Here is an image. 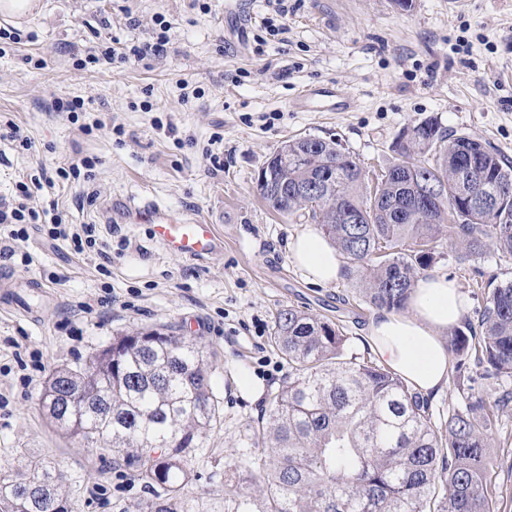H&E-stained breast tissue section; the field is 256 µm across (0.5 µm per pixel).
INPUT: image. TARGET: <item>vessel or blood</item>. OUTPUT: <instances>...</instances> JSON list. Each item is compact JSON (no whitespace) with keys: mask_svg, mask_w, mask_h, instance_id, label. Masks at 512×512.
Here are the masks:
<instances>
[{"mask_svg":"<svg viewBox=\"0 0 512 512\" xmlns=\"http://www.w3.org/2000/svg\"><path fill=\"white\" fill-rule=\"evenodd\" d=\"M298 106L314 112H346L351 101L335 88H314L307 91ZM111 208L118 211L126 222L152 225L157 240L176 256L200 259L212 253L217 246L214 226L202 220L173 217L153 203L134 208L125 201L116 200Z\"/></svg>","mask_w":512,"mask_h":512,"instance_id":"1","label":"vessel or blood"}]
</instances>
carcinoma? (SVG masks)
<instances>
[{
    "mask_svg": "<svg viewBox=\"0 0 512 512\" xmlns=\"http://www.w3.org/2000/svg\"><path fill=\"white\" fill-rule=\"evenodd\" d=\"M340 142L304 136L266 160L257 190L288 218L321 226L356 277L366 302L407 307L418 271L436 260L443 233L460 260L490 248L512 256V165L468 133L434 121L405 128L401 160L373 185ZM433 181L442 196L420 204L413 185ZM359 224H346L344 212ZM477 322L448 333L456 381L512 377V279L488 282ZM339 326L288 308L273 343L292 372L247 434L262 452L229 476L222 512H493L489 442L512 392L466 396L463 408L433 419L431 401L397 373L347 353ZM208 352L197 339L161 328L115 336L75 369L54 370L42 405L50 424L90 448H110L133 469L148 497L136 512L189 508L190 458L217 421L220 398ZM24 464L0 475V512H73L54 462L20 452Z\"/></svg>",
    "mask_w": 512,
    "mask_h": 512,
    "instance_id": "carcinoma-1",
    "label": "carcinoma"
}]
</instances>
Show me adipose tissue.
Listing matches in <instances>:
<instances>
[{
	"mask_svg": "<svg viewBox=\"0 0 512 512\" xmlns=\"http://www.w3.org/2000/svg\"><path fill=\"white\" fill-rule=\"evenodd\" d=\"M291 263L305 280L329 285L344 275L332 242L309 226L287 245ZM466 300L456 283L444 276L418 278L408 299V313L380 312L372 318L367 340L379 362L398 373L422 396L448 382V349L444 338L456 325Z\"/></svg>",
	"mask_w": 512,
	"mask_h": 512,
	"instance_id": "1",
	"label": "adipose tissue"
}]
</instances>
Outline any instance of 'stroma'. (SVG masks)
Segmentation results:
<instances>
[{"mask_svg": "<svg viewBox=\"0 0 512 512\" xmlns=\"http://www.w3.org/2000/svg\"><path fill=\"white\" fill-rule=\"evenodd\" d=\"M0 28L20 42L0 55V121L35 140L36 155L0 140V197L29 181L37 162L55 167L74 156L96 158L91 181H64L40 192L73 224H98L112 198L151 201L175 215L215 224L219 246L203 260L170 254L147 224H125L130 245L113 251L111 275L99 256L78 258L32 233L30 266L0 259L16 279L44 282L49 303L38 321L0 308V474L14 470L17 450L55 460L75 512H113L145 490L109 451L60 437L47 424L40 396L52 371L75 367L113 336L168 326L200 337L213 352L211 378L223 399L216 423L201 437L202 457L188 496H224L225 474L287 382V359L273 343L274 318L294 308L339 324L349 353L371 358L362 340L376 310L357 280L310 285L291 264L287 244L305 229L268 209L256 181L267 158L287 139H337L369 174L397 156L403 129L434 119L444 129L490 142L512 162V0H288L263 54L254 38L269 11L264 0H35ZM175 25L163 57L150 66L77 69L76 59L111 38L142 42L153 19ZM188 80L198 96L182 99ZM332 86L352 101L347 112H308L296 105L309 88ZM84 98L89 112L113 126L83 135L52 102ZM121 133H114V126ZM431 271L454 280L475 318L484 293L477 278L512 276V257L488 250L470 262L440 241ZM263 384L256 396L238 388L241 371ZM490 450V485L498 512H512V407L499 415Z\"/></svg>", "mask_w": 512, "mask_h": 512, "instance_id": "1", "label": "stroma"}]
</instances>
